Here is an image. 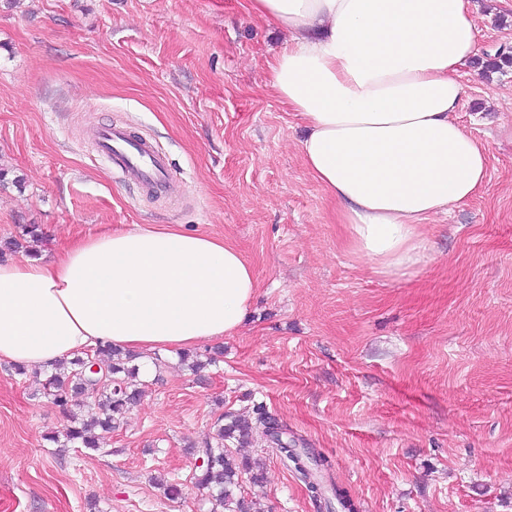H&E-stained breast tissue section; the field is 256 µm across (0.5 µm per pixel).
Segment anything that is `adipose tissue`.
<instances>
[{
	"mask_svg": "<svg viewBox=\"0 0 512 512\" xmlns=\"http://www.w3.org/2000/svg\"><path fill=\"white\" fill-rule=\"evenodd\" d=\"M284 33L268 87L301 118L306 168L355 252L386 277L422 259L425 226L474 197L487 148L460 125L475 57L471 0H246ZM233 244L111 230L51 259L0 262V360L49 369L99 345L189 349L233 335L256 294Z\"/></svg>",
	"mask_w": 512,
	"mask_h": 512,
	"instance_id": "ef3b65f1",
	"label": "adipose tissue"
}]
</instances>
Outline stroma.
<instances>
[{
    "mask_svg": "<svg viewBox=\"0 0 512 512\" xmlns=\"http://www.w3.org/2000/svg\"><path fill=\"white\" fill-rule=\"evenodd\" d=\"M472 3L479 59L512 47V0ZM283 45L243 0H0L13 258L165 225L230 241L258 279L216 363L196 376L162 354L97 451L49 442L64 417L38 369L0 362V512H210L197 450L218 416L257 403L331 460L359 512H512V68L461 69L457 118L487 147V180L390 279L356 255L304 165L299 118L268 89ZM110 123L166 152L169 196H142L98 157L90 131ZM238 454L261 466V484L241 478L261 512H326L262 425Z\"/></svg>",
    "mask_w": 512,
    "mask_h": 512,
    "instance_id": "1",
    "label": "stroma"
}]
</instances>
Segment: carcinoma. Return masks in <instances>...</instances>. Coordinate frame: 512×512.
<instances>
[{
    "label": "carcinoma",
    "mask_w": 512,
    "mask_h": 512,
    "mask_svg": "<svg viewBox=\"0 0 512 512\" xmlns=\"http://www.w3.org/2000/svg\"><path fill=\"white\" fill-rule=\"evenodd\" d=\"M505 67H512V51L502 49L486 60L484 71L491 74ZM93 356L105 369V378L101 382L93 380L88 374L86 355L78 356L70 362L69 371L52 372L44 376L42 394L59 407L66 417L63 429L49 436L52 442L63 438L82 448L99 450V432L115 429V415L135 404L145 393L147 384L139 379V368L133 364L135 354L104 345L96 348ZM179 357L182 364L194 374L200 373L213 362V357L191 350L179 352ZM75 394L92 399L100 413H87L82 407L73 409L71 398ZM253 413L255 420L265 427L272 444L300 473L313 497H323L330 491L345 512H358V506L348 491L325 485L326 474L332 467L326 456L312 453L308 448L296 447L293 439H284L283 432L263 404L255 405ZM250 432L251 423L248 419L234 415L226 423L221 415L214 422L212 440L199 450L203 456V465L197 468L193 479L197 487L208 491L211 512H217L219 507L224 512H252L250 505L236 497V489L242 473L251 474L255 484L262 481V474L255 471L250 461L238 457L231 449L234 442H247Z\"/></svg>",
    "instance_id": "obj_1"
}]
</instances>
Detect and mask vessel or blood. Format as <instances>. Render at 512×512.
Listing matches in <instances>:
<instances>
[{"mask_svg": "<svg viewBox=\"0 0 512 512\" xmlns=\"http://www.w3.org/2000/svg\"><path fill=\"white\" fill-rule=\"evenodd\" d=\"M93 137L102 158L119 169L126 182L155 194L167 188V160L151 142L132 140L127 129L120 125L96 129Z\"/></svg>", "mask_w": 512, "mask_h": 512, "instance_id": "obj_1", "label": "vessel or blood"}]
</instances>
